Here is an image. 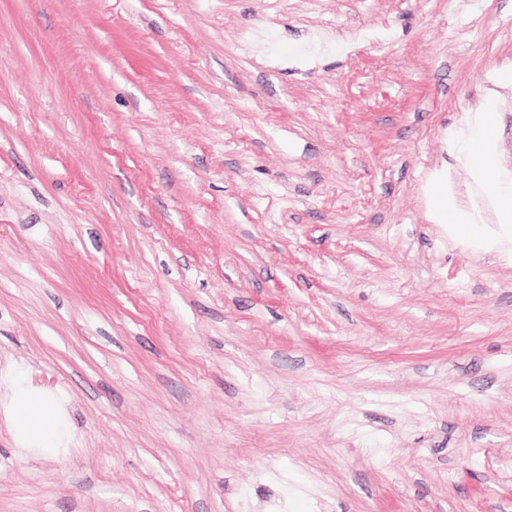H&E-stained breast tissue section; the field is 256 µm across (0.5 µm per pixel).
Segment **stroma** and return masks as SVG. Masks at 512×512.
Instances as JSON below:
<instances>
[{
    "instance_id": "obj_1",
    "label": "stroma",
    "mask_w": 512,
    "mask_h": 512,
    "mask_svg": "<svg viewBox=\"0 0 512 512\" xmlns=\"http://www.w3.org/2000/svg\"><path fill=\"white\" fill-rule=\"evenodd\" d=\"M438 177L495 228L512 0H0V512H512V243ZM497 126L496 112H482L474 126L463 136L462 150L468 158L474 174L489 179L493 171V163L497 155L495 136L487 133ZM498 127V126H497ZM430 216L438 224H454V232L469 242L481 243L486 239V229L468 222L469 217L457 208L455 199L448 194V188L441 186L433 193ZM13 388L17 402L14 421L26 441L34 447H48L45 445L58 441L61 432L54 421L52 404L27 392L18 380L14 381Z\"/></svg>"
}]
</instances>
